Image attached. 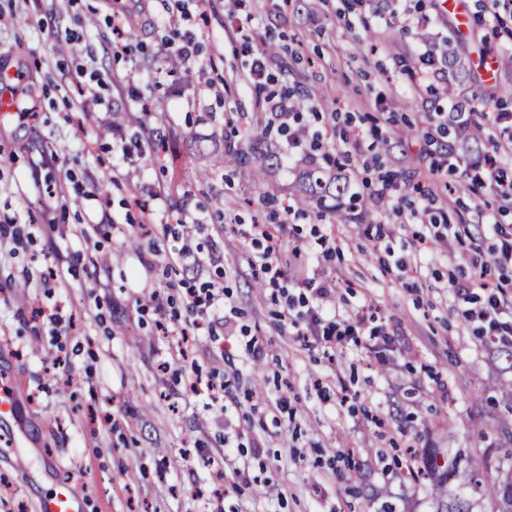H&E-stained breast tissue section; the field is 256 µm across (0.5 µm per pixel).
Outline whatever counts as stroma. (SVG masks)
<instances>
[{
	"label": "stroma",
	"instance_id": "stroma-1",
	"mask_svg": "<svg viewBox=\"0 0 512 512\" xmlns=\"http://www.w3.org/2000/svg\"><path fill=\"white\" fill-rule=\"evenodd\" d=\"M462 2L464 24L443 0H408L424 22L407 31L385 23L391 0H0V69L24 71L33 87L29 113L0 120V225L39 229L9 242L12 255L0 262V374L26 395L18 424L31 435L11 448L0 433V512H37L60 476L81 491L84 512H434L430 482L414 481L407 463L434 450L512 446L498 388L512 384V363L501 344L481 343L462 319L464 303L447 292L449 277L469 274L468 229L512 227V205L488 189L472 194L458 171L433 169L451 155L493 151L512 181V144L495 150L488 138L463 140L430 123L429 113L448 111L452 100L425 78L436 45L452 40L463 66L454 85L470 98L474 121L512 113V13L497 21L489 0ZM122 11L133 51L116 57L111 18ZM90 15L96 27L87 26ZM72 36L76 53L55 54V43ZM189 36L199 52L183 62L172 45ZM273 41L282 50L258 91L248 83L249 54ZM487 57L496 63L491 83ZM286 90L305 97L301 121L336 155L349 193L367 201L385 189L389 205L375 208L374 223L339 222L304 204L297 181L313 165L310 151L262 185L247 168L228 180L213 171L216 155L247 148L268 125L258 102ZM99 96L119 110L105 111ZM75 99L85 113L71 109ZM158 101L163 121H121ZM350 122L363 130L360 144L339 136ZM51 154L56 162L40 165ZM409 181L433 192L459 225L454 245L414 244L420 225L392 209L421 204V194L405 195ZM94 184L105 201L83 197ZM52 189L56 198L44 203ZM274 218L288 224V277L258 292L250 227ZM91 224L121 230L90 238ZM132 236L141 248H126ZM322 237L336 254H323ZM188 241L201 255L224 257L200 276L223 283L226 296L195 357L203 371L226 376L219 405L160 369L172 340L142 303L159 292L168 317L186 318L180 293L198 277L180 260ZM58 251L72 256L64 285L18 292L16 282L44 277ZM104 252L114 262L93 266ZM400 256L426 262L424 278L410 281L394 265ZM97 273L107 290H93ZM325 278L338 282L328 308L349 316L370 307L392 335L386 361L351 345L326 351L297 341L288 304L313 300ZM57 304L64 323L56 339L31 315ZM253 339L266 350L259 363L248 354ZM61 352L70 385L51 366ZM341 387L343 405L334 395ZM277 396L287 397V411L271 408ZM377 414L384 427L372 423Z\"/></svg>",
	"mask_w": 512,
	"mask_h": 512
}]
</instances>
